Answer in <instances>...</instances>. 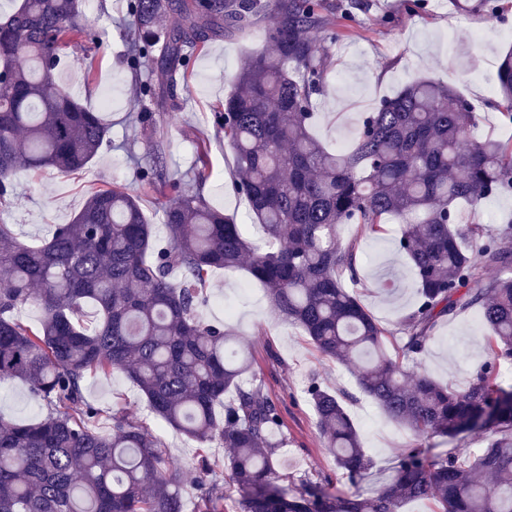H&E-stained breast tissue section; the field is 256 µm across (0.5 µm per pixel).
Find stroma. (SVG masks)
Listing matches in <instances>:
<instances>
[{
	"mask_svg": "<svg viewBox=\"0 0 512 512\" xmlns=\"http://www.w3.org/2000/svg\"><path fill=\"white\" fill-rule=\"evenodd\" d=\"M407 2L368 0L365 8L351 10L349 18L337 20L338 34L328 47L326 79L315 98L314 135L330 148L345 146L363 114L374 111L383 98L394 96L414 79L444 80L452 75L458 92L480 115L476 137L512 136V125L505 124L494 104L497 63L512 49V8L464 15L454 12L448 0H424L418 10L409 9ZM85 10L102 36L95 72L87 74L82 52L70 48L62 57L55 83L94 108L100 93L110 91L112 107L106 115L111 143L80 175L17 171L14 179L20 192L11 199L4 218L17 237L29 244L43 242L56 225L71 221L88 195L105 185L138 194L148 219L155 224L161 221L158 194L142 188L136 178L137 165L152 146L149 136L132 124L139 87L150 73L145 70L136 76L126 65L125 29L130 22L126 0H85ZM266 29L261 23L209 40L192 59L187 83L177 90V110L156 115L168 141L169 174L182 192L202 194L215 208L246 225L249 237L257 242L263 230L252 223L245 197L233 189L232 152L214 132L213 113L230 94L241 59L265 47ZM201 138L209 141L211 172L203 183L192 172L195 144ZM400 232L397 224L386 225L379 236L363 235L355 224L338 229L341 242L354 246L357 255V280L352 288L387 329L384 344L393 355L402 345V320L418 301L409 261L397 249ZM207 292L211 303L202 309L203 318L244 338L258 379L281 403L288 444L280 451L278 485L295 489L309 481L335 495L368 494L392 479L403 449L417 448L436 458L454 446L472 451L485 447L488 434L482 430L452 442L441 437L420 440L395 424L360 390L356 367L321 355L298 325L272 310L264 290L247 283L243 273H213ZM488 334L476 311L444 319L414 365L440 382L464 388L487 358ZM313 377L326 389L344 395L347 412L362 436L371 466L359 483H350L337 469L319 434L304 393ZM84 398L105 416L114 408H125L130 418L159 433L169 455L180 465L181 481L187 489H194L199 480L195 443L154 417L129 378L118 372L89 376ZM46 413L27 384L0 381L1 417L30 422Z\"/></svg>",
	"mask_w": 512,
	"mask_h": 512,
	"instance_id": "1",
	"label": "stroma"
}]
</instances>
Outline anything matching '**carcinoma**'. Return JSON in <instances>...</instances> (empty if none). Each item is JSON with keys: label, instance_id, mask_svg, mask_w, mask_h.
Returning a JSON list of instances; mask_svg holds the SVG:
<instances>
[{"label": "carcinoma", "instance_id": "cac0c4a2", "mask_svg": "<svg viewBox=\"0 0 512 512\" xmlns=\"http://www.w3.org/2000/svg\"><path fill=\"white\" fill-rule=\"evenodd\" d=\"M474 14L492 0H448ZM83 0H21L0 17V213L17 194L12 172L84 170L108 141L106 117L54 83L61 53L86 54L93 70L100 33ZM128 65H146V105L136 120L153 145L138 172L164 201L168 245H160L140 197L119 187L94 191L68 224L38 246L0 218V380L29 384L48 408L31 423L0 420V512H184L178 467L147 425L112 411V429H95L85 403L87 375L121 372L152 414L205 448H228L220 462L197 456L194 512H224L218 478L240 492L239 512H400L424 500L430 512H512V224L484 239L481 224L456 227L457 204L475 217L486 200L512 191V138L478 139L480 117L441 80L419 79L362 118L344 152L309 132L325 79L328 0H128ZM179 23L162 28L166 11ZM270 43L241 61L216 132L233 152L235 189L261 224L262 244L205 197L183 193L168 173L167 140L156 112L177 107L174 92L199 47L259 19ZM497 90L512 123V52L501 56ZM199 145L195 177H210ZM393 217L398 249L411 264L419 302L404 321L406 356L423 354L437 322L472 309L490 328L487 360L464 389L409 375L385 349L387 331L344 288L356 254L337 237L341 224L371 234ZM272 308L303 328L320 353L358 366L361 391L420 439L489 432L476 452L454 448L428 459L410 451L393 480L369 496H338L317 485L299 493L274 484L279 403L252 374L242 341L199 310L213 271L241 266ZM497 271L493 279L488 269ZM37 304L39 326L19 311ZM93 304L100 319L85 323ZM306 395L337 468L362 479L370 459L344 396L311 379Z\"/></svg>", "mask_w": 512, "mask_h": 512}]
</instances>
